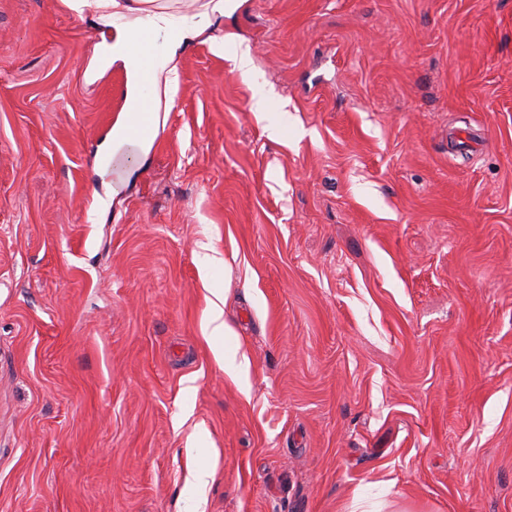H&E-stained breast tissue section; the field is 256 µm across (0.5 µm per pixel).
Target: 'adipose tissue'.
<instances>
[{
  "label": "adipose tissue",
  "instance_id": "obj_1",
  "mask_svg": "<svg viewBox=\"0 0 512 512\" xmlns=\"http://www.w3.org/2000/svg\"><path fill=\"white\" fill-rule=\"evenodd\" d=\"M100 29L111 30L112 40L101 43L102 59L122 64L127 82L125 105L112 126V144L119 147L128 142L129 130L138 109H147L151 126L159 124V99L155 86L145 76L165 68L166 58L175 56L183 45L207 32L214 17L224 15L235 0H208L200 21L188 25L176 20L162 0H94ZM127 13L141 15L136 26L118 25V18Z\"/></svg>",
  "mask_w": 512,
  "mask_h": 512
}]
</instances>
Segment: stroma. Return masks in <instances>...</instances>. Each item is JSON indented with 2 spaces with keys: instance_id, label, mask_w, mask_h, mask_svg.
<instances>
[{
  "instance_id": "1",
  "label": "stroma",
  "mask_w": 512,
  "mask_h": 512,
  "mask_svg": "<svg viewBox=\"0 0 512 512\" xmlns=\"http://www.w3.org/2000/svg\"><path fill=\"white\" fill-rule=\"evenodd\" d=\"M99 42L0 0V512H512V0H238L133 172Z\"/></svg>"
}]
</instances>
